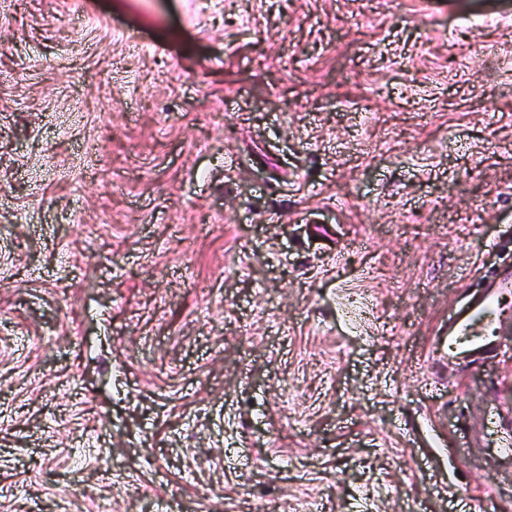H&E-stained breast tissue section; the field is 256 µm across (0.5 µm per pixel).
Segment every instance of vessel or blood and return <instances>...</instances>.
Returning a JSON list of instances; mask_svg holds the SVG:
<instances>
[{
  "instance_id": "b4317fda",
  "label": "vessel or blood",
  "mask_w": 512,
  "mask_h": 512,
  "mask_svg": "<svg viewBox=\"0 0 512 512\" xmlns=\"http://www.w3.org/2000/svg\"><path fill=\"white\" fill-rule=\"evenodd\" d=\"M512 310V269L496 273L481 295L471 299L448 326V354L468 357L492 355L496 331Z\"/></svg>"
}]
</instances>
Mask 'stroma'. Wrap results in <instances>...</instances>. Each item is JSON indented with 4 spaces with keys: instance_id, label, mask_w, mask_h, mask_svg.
<instances>
[{
    "instance_id": "35a3bbf8",
    "label": "stroma",
    "mask_w": 512,
    "mask_h": 512,
    "mask_svg": "<svg viewBox=\"0 0 512 512\" xmlns=\"http://www.w3.org/2000/svg\"><path fill=\"white\" fill-rule=\"evenodd\" d=\"M512 0H0V512H512ZM512 297V269L496 273L481 295L472 298L448 324V355L491 356L497 349L496 330L508 313Z\"/></svg>"
}]
</instances>
